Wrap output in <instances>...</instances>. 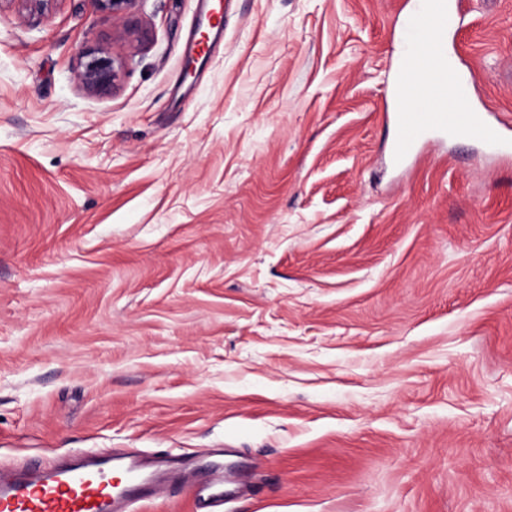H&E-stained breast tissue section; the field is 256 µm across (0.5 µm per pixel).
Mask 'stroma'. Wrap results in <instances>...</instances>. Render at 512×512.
I'll return each instance as SVG.
<instances>
[{"label":"stroma","instance_id":"35a3bbf8","mask_svg":"<svg viewBox=\"0 0 512 512\" xmlns=\"http://www.w3.org/2000/svg\"><path fill=\"white\" fill-rule=\"evenodd\" d=\"M0 0V464L246 473L223 512H512V158L392 161L416 0ZM150 35L132 49L134 32ZM125 59L111 95L80 52ZM512 125V0L448 33ZM97 10L106 17L115 20L127 15L138 0H93Z\"/></svg>","mask_w":512,"mask_h":512}]
</instances>
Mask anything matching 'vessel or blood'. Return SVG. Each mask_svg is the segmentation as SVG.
Returning <instances> with one entry per match:
<instances>
[{
	"label": "vessel or blood",
	"mask_w": 512,
	"mask_h": 512,
	"mask_svg": "<svg viewBox=\"0 0 512 512\" xmlns=\"http://www.w3.org/2000/svg\"><path fill=\"white\" fill-rule=\"evenodd\" d=\"M460 8V0H425L405 20L407 41L389 99L396 162H404L432 132L464 135L501 156H512V137L489 123L475 106L471 74L448 63V31L455 26ZM429 17L436 26L434 37L414 40ZM415 98L426 103V111H411ZM215 471V481L193 491L200 512H219L224 504V468L219 465ZM157 488L137 458L88 452L70 463L1 474L0 512H132L135 503L151 497Z\"/></svg>",
	"instance_id": "1"
}]
</instances>
